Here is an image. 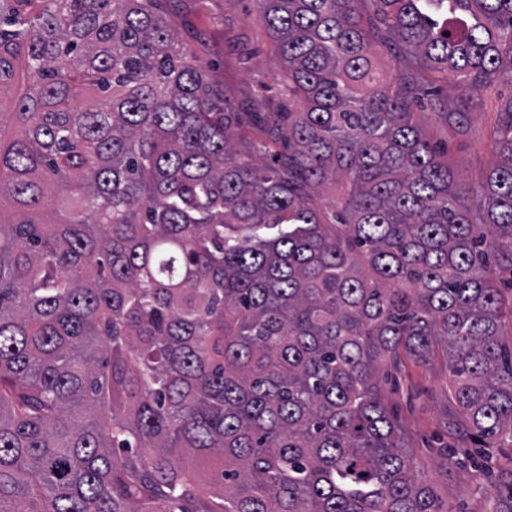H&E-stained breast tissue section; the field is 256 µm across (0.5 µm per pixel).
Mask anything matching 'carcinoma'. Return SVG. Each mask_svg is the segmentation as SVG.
<instances>
[{
  "label": "carcinoma",
  "instance_id": "carcinoma-1",
  "mask_svg": "<svg viewBox=\"0 0 512 512\" xmlns=\"http://www.w3.org/2000/svg\"><path fill=\"white\" fill-rule=\"evenodd\" d=\"M257 3L300 107L252 138L156 0H0V512H445L379 379L439 353L512 487V0ZM407 57L496 112L479 186Z\"/></svg>",
  "mask_w": 512,
  "mask_h": 512
}]
</instances>
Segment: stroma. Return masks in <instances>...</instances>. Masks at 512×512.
I'll return each instance as SVG.
<instances>
[{"label":"stroma","instance_id":"obj_1","mask_svg":"<svg viewBox=\"0 0 512 512\" xmlns=\"http://www.w3.org/2000/svg\"><path fill=\"white\" fill-rule=\"evenodd\" d=\"M156 7L173 22L188 52L206 64L215 91L234 101L238 111L252 112L262 103L275 112L287 103L282 64L258 19L255 0H158ZM417 75L425 95L415 122L451 168L466 183L478 185L498 161L491 141L493 114L471 113L462 128L449 124L444 111L460 97V89L422 68ZM448 384L442 360L427 366L407 360L383 387L417 450L419 466L450 512H484L487 496L500 489L496 462L480 466L459 450L449 461L441 459L445 447L457 443L446 425L455 410Z\"/></svg>","mask_w":512,"mask_h":512}]
</instances>
